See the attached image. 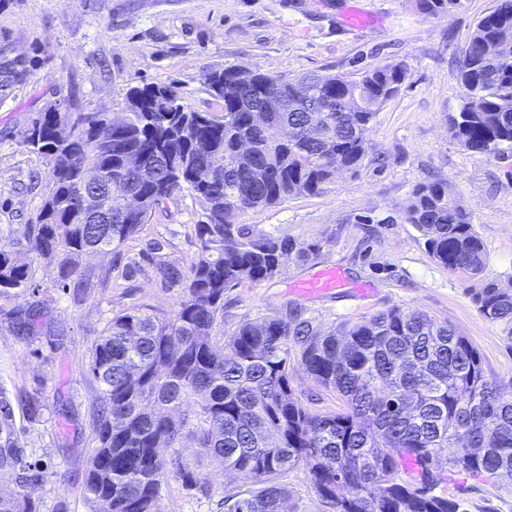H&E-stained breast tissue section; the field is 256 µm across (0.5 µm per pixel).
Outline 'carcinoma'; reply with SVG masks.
I'll return each instance as SVG.
<instances>
[{"label":"carcinoma","instance_id":"carcinoma-1","mask_svg":"<svg viewBox=\"0 0 512 512\" xmlns=\"http://www.w3.org/2000/svg\"><path fill=\"white\" fill-rule=\"evenodd\" d=\"M427 16L451 14L462 0H414ZM512 0L475 25L457 60L464 96L448 130L473 153L512 150ZM223 115L197 112L170 86L127 91L124 120L94 112H42L20 144L42 156L49 189L36 223L22 236L0 230V298L38 290L32 260L79 276L76 259L118 251L152 214L185 189L203 205L195 225L198 254L187 269L157 273L187 297L170 315L149 305L123 310L89 349L96 385L92 454L83 496L105 512H161L160 490L172 473L188 488L206 478L163 446L192 441L212 461L258 486L224 497V512H283L285 475L303 466L324 512H460L439 483L465 473L512 479V379L489 374L457 329L417 309L391 307L357 322L324 328L290 303L275 319L242 322L223 336L224 290L274 279L282 262L316 255L304 245L234 219L248 210L315 195L355 170L367 155L377 113L407 78L405 62L360 77L313 75L298 80L253 69L243 84L236 68L214 72ZM245 139L249 148L238 149ZM138 195V212L126 197ZM109 200L112 223L89 224L82 200ZM402 220L414 225L431 256L474 281L472 302L512 348V286L484 277L488 257L448 181L414 187ZM53 299L25 308L0 306L19 332L31 330ZM342 401L318 412L291 386V363ZM13 412L0 391V463L20 462ZM453 448L451 455L442 449ZM413 460L418 472L407 475ZM23 492L0 498V512H32L41 486L25 467Z\"/></svg>","mask_w":512,"mask_h":512}]
</instances>
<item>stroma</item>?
<instances>
[{
    "mask_svg": "<svg viewBox=\"0 0 512 512\" xmlns=\"http://www.w3.org/2000/svg\"><path fill=\"white\" fill-rule=\"evenodd\" d=\"M497 0H463L449 15L427 17L412 0H0V54L21 58L25 75L0 95V228L33 223L48 192L44 158L19 143L41 112L64 105L73 112L99 107L121 113L129 87L170 85L198 112L220 113L205 75L234 65L272 75L359 77L364 70L403 61L409 75L374 119L375 153L357 172H344L319 194L300 196L242 214L240 223L320 247L276 278L224 293V328L261 322L296 302L324 325L355 322L398 305L449 322L479 351L488 372L512 377V350L467 290L472 282L427 251L401 213L417 184L441 177L452 184L486 248V274L512 279V152L497 157L460 147L448 134L461 88L456 60L477 21ZM354 9L362 28L346 26ZM202 204L182 191L157 210L121 250L81 260L84 270L111 271L107 286L81 287L57 266L34 263L41 294L55 302L30 335L0 316V389L10 398L21 438L22 465L0 466V496L21 491L26 465L43 476L35 512H89L82 496L94 443L95 395L88 349L116 313L141 303L171 313L181 288L166 286L159 265L188 266L198 252L195 226ZM140 270L125 277L129 258ZM341 267L346 284L300 295L294 286L316 271ZM205 474L203 490L176 476L162 486V512H224L227 494L247 490L237 476L201 459L196 448L163 449ZM441 492L463 512H512V480L459 474Z\"/></svg>",
    "mask_w": 512,
    "mask_h": 512,
    "instance_id": "1",
    "label": "stroma"
}]
</instances>
